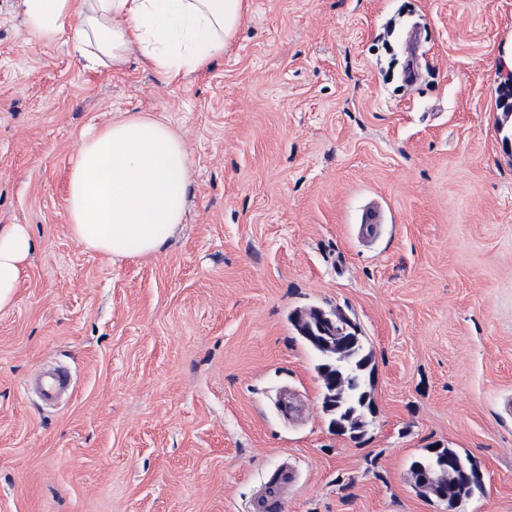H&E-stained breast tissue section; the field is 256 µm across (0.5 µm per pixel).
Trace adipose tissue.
<instances>
[{"label": "adipose tissue", "mask_w": 512, "mask_h": 512, "mask_svg": "<svg viewBox=\"0 0 512 512\" xmlns=\"http://www.w3.org/2000/svg\"><path fill=\"white\" fill-rule=\"evenodd\" d=\"M27 32L45 42L74 34V51L98 69L140 64L168 79L205 68L240 30L247 0H19ZM190 163L166 122L125 114L85 132L71 160L67 220L85 250L113 262L165 250L183 223ZM35 250L28 225L0 226V310L18 295Z\"/></svg>", "instance_id": "ef3b65f1"}]
</instances>
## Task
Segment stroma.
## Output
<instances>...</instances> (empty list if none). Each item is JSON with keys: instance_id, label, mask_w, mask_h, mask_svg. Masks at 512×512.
Returning a JSON list of instances; mask_svg holds the SVG:
<instances>
[{"instance_id": "35a3bbf8", "label": "stroma", "mask_w": 512, "mask_h": 512, "mask_svg": "<svg viewBox=\"0 0 512 512\" xmlns=\"http://www.w3.org/2000/svg\"><path fill=\"white\" fill-rule=\"evenodd\" d=\"M510 69L512 0H248L173 82L87 70L0 0V225L37 243L0 312V512H251L284 464L286 512H448L410 473L431 447L479 466L457 512H512ZM123 112L180 130L191 182L166 250L115 264L71 238L66 187ZM313 310L372 352L361 438L323 409ZM50 362L54 408L23 388ZM71 374L65 367H57L48 375L40 378L36 384L38 399L45 406H55L60 396L70 388Z\"/></svg>"}]
</instances>
